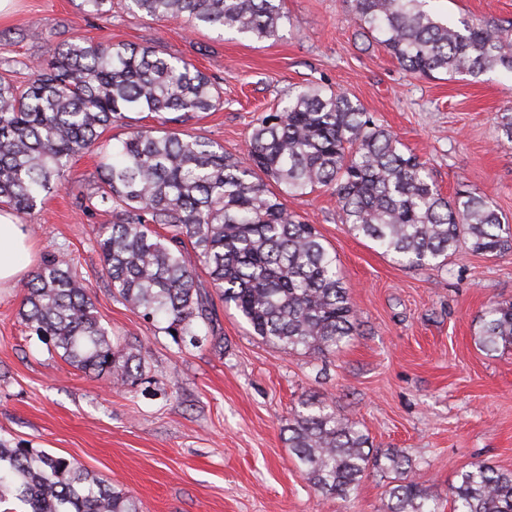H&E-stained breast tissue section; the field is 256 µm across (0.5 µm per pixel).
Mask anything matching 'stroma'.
I'll list each match as a JSON object with an SVG mask.
<instances>
[{
    "mask_svg": "<svg viewBox=\"0 0 512 512\" xmlns=\"http://www.w3.org/2000/svg\"><path fill=\"white\" fill-rule=\"evenodd\" d=\"M452 18H512V0H433ZM289 22L258 42L130 13L112 0L103 17L73 0H13L0 18V69L28 80L33 64L71 36L154 46L218 82L224 106L186 130L246 156L249 128L292 87L319 83L357 98L379 123L427 161L444 194L467 186L512 219V143L498 140L496 113L512 107V79L407 74L350 21L352 0H284ZM42 32L39 40L21 31ZM98 158H76L61 190L26 216L27 273L70 253L113 340L144 357L135 389L62 361L19 317L26 281L0 288V437L73 459L124 490L139 512H390L395 473L369 470L344 501L316 491L289 451L288 417L301 399L333 401L373 448L412 459V479L450 512L448 489L477 462L512 470V350L475 340L482 312L512 301V253L467 250L447 265L406 269L353 236L336 197H288L336 252L360 333L336 354L311 357L262 342L235 309L216 302L223 351L211 340L177 345L113 297L94 242L111 214L74 204L96 178Z\"/></svg>",
    "mask_w": 512,
    "mask_h": 512,
    "instance_id": "1",
    "label": "stroma"
}]
</instances>
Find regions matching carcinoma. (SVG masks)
<instances>
[{"instance_id":"carcinoma-1","label":"carcinoma","mask_w":512,"mask_h":512,"mask_svg":"<svg viewBox=\"0 0 512 512\" xmlns=\"http://www.w3.org/2000/svg\"><path fill=\"white\" fill-rule=\"evenodd\" d=\"M429 0H354L351 22L381 44L407 73L512 78V19H448ZM112 0H79L105 16ZM133 14L215 28L257 41L277 39L288 21L283 0H128ZM224 105L223 93L192 63L152 46L71 37L58 42L25 83L0 71V210L21 217L65 185L72 160L95 151L100 163L77 206L112 213L96 245L112 294L174 342L214 335L217 315L199 288H211L253 335L288 351L326 356L358 335L336 255L313 224L288 211L282 195H336L343 223L408 268L444 266L461 247L488 257L512 251V223L486 197L437 188L426 162L363 105L319 83L296 87L251 127L248 159L178 128ZM148 113L158 125L132 123ZM498 140L512 142V112L495 115ZM124 128L116 142L105 137ZM281 187L276 193L268 181ZM24 324L73 367L135 385L141 352L112 341L74 258H48L28 282ZM176 334H171V331ZM479 345H512V302L486 309ZM288 448L322 494L343 500L365 473L404 477L390 489L392 512H438L432 495L406 478L402 451L369 449L358 425L310 397L288 419ZM25 512H137L135 501L74 460L0 438V494ZM451 512H512V471L486 462L457 475Z\"/></svg>"}]
</instances>
